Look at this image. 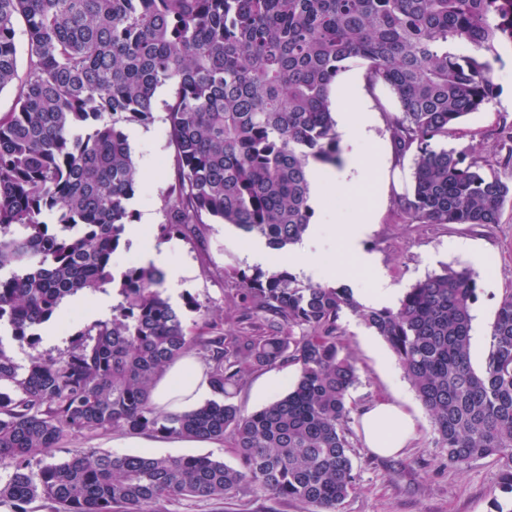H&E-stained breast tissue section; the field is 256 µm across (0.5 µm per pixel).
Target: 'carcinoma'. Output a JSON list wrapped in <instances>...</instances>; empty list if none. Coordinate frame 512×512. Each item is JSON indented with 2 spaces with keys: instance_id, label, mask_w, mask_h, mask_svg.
I'll use <instances>...</instances> for the list:
<instances>
[{
  "instance_id": "carcinoma-1",
  "label": "carcinoma",
  "mask_w": 512,
  "mask_h": 512,
  "mask_svg": "<svg viewBox=\"0 0 512 512\" xmlns=\"http://www.w3.org/2000/svg\"><path fill=\"white\" fill-rule=\"evenodd\" d=\"M24 24L26 67L16 30ZM512 43V0H0V328L41 339L63 300L118 283L112 314L76 333L67 355L15 362L0 341V503L26 512H160L171 500H223L249 489L339 512L357 481L347 438L358 368L341 321L361 317L395 354L448 466L487 457L512 494V291L490 348L470 360L473 273L448 265L416 281L397 309H367L350 289L304 284L273 267L235 272L237 334L199 340L154 267L115 264L140 184L125 130L154 122L156 92L174 147L159 237L230 224L283 249L314 211L309 166L338 167L331 91L347 64L395 96L388 126L414 155L398 201L411 223L488 225L512 182L480 157L436 151L494 96L486 54ZM189 307L214 327L224 312ZM195 350L214 398L182 412L151 399L166 368ZM299 365L288 391L243 414L246 371ZM228 440L238 460L77 449L32 464L76 434Z\"/></svg>"
}]
</instances>
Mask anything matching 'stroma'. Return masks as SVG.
<instances>
[{"label": "stroma", "mask_w": 512, "mask_h": 512, "mask_svg": "<svg viewBox=\"0 0 512 512\" xmlns=\"http://www.w3.org/2000/svg\"><path fill=\"white\" fill-rule=\"evenodd\" d=\"M498 58L492 63L496 92L479 111L463 119L445 137L432 140L433 149H448L466 155L481 156L489 168L503 179L512 181V165H505L508 150L503 147L499 132L512 125V45L497 48ZM367 64L362 60L350 62L332 90V103L353 104L361 100L367 114L371 139L360 147L362 155L370 157L383 153L385 164L375 183L352 189L336 188L331 193L328 209H316L313 225L326 226L332 222L354 219L358 205L371 210L373 228L362 240L363 251L378 262V272L351 267L349 288H371L377 274H384L399 290H406L427 274L442 266L468 268L478 285V298L473 306L470 355L474 367H481L488 352L490 327L499 302L506 291L512 290V202L508 203L499 223L485 226L469 224H407L398 210V198L410 188L413 158H396L388 129L391 116L399 107L391 91L384 85H368L365 79ZM150 137L132 143L131 149L144 177L129 207L136 215L150 212L155 216L147 225L156 233L164 220L163 195L173 174V148L162 121L149 125ZM454 241L468 242L477 253L489 254L491 264L480 266L450 251ZM174 262L191 267L193 274L178 289L172 304L182 309L184 319L193 333L207 337L211 328L197 313L187 309L189 300H197L214 309L232 314L234 307L227 294L235 288L234 279L226 277L225 269L236 268L256 273V266L241 258L249 240L234 226L213 224L199 235L175 236L165 242ZM92 323L84 304L74 305L66 320L59 322L60 339L50 344L29 345L10 341L8 352L18 363H26L31 352L47 356L62 355L71 344L76 331ZM343 342L355 361L360 382L352 392V407L360 409L373 399L402 391L419 416V438L399 456L372 454L361 442L357 418H350L348 440L358 481L340 512H494L495 503L504 501L499 467L490 458L472 462L461 469L450 468L445 454L434 445L430 419L405 378L392 351L383 339L367 346L363 339L372 335V328L359 317L348 314L342 320ZM297 364H281L264 370L246 372L236 394L235 402L242 413H252L277 395L282 394L296 379ZM140 438L122 431L109 430L81 434L68 438L52 452L55 461L65 460L78 448L111 450L112 446H137ZM161 512H303L298 502L278 498L263 491H251L223 501L179 500L165 502Z\"/></svg>", "instance_id": "35a3bbf8"}]
</instances>
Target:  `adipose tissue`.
<instances>
[{"label": "adipose tissue", "mask_w": 512, "mask_h": 512, "mask_svg": "<svg viewBox=\"0 0 512 512\" xmlns=\"http://www.w3.org/2000/svg\"><path fill=\"white\" fill-rule=\"evenodd\" d=\"M340 119L350 162L338 173L325 170L316 164L311 165V189L314 201L319 205L326 200V186L338 184L348 188L358 183H367L378 172L375 162L362 157L359 152L360 145L369 138L365 113L354 108L342 113ZM370 224L369 215L364 213L354 222L330 225L328 231L318 228L310 231L293 252L292 262L297 274L327 279L342 276L343 265L335 264L325 268L313 260L315 254L335 244L345 254L356 257L363 268H374V259L360 250V242L369 231ZM127 233L138 249L143 263L163 271L170 286H179L184 278L189 277V269L172 262L168 249L157 245L148 235L145 224L128 225ZM212 395L213 390L203 366L190 355L171 364L158 378L152 390L153 402L168 411L195 408ZM360 420L366 447L379 455L398 454L417 436V416L410 410L408 402L396 394L366 407Z\"/></svg>", "instance_id": "ef3b65f1"}]
</instances>
